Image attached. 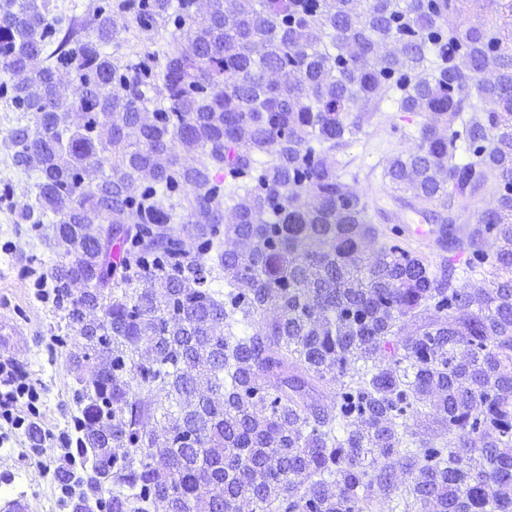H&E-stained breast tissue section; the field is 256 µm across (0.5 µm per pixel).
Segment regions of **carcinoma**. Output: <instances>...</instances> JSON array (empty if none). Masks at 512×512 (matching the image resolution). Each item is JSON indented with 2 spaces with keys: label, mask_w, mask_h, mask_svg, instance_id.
Here are the masks:
<instances>
[{
  "label": "carcinoma",
  "mask_w": 512,
  "mask_h": 512,
  "mask_svg": "<svg viewBox=\"0 0 512 512\" xmlns=\"http://www.w3.org/2000/svg\"><path fill=\"white\" fill-rule=\"evenodd\" d=\"M455 2L0 0L11 159L36 175L17 223L74 252L51 287L70 371L99 369L77 423L101 478L72 512H512V35L444 27ZM392 107L430 119L386 186L468 225L464 267L362 250L336 152ZM489 177L495 208L451 211Z\"/></svg>",
  "instance_id": "cac0c4a2"
}]
</instances>
